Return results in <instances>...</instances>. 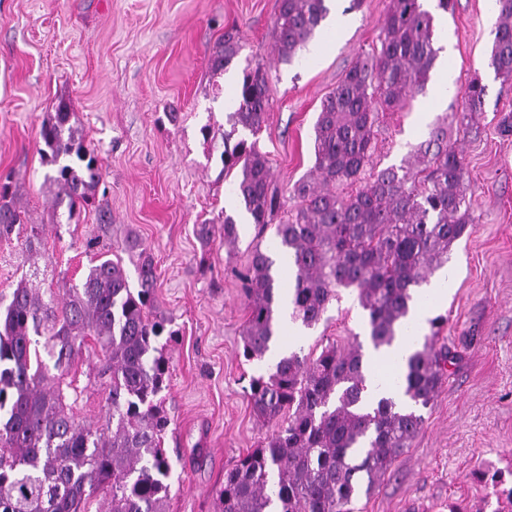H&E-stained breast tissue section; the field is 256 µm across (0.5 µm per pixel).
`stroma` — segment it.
<instances>
[{
    "label": "stroma",
    "instance_id": "1",
    "mask_svg": "<svg viewBox=\"0 0 512 512\" xmlns=\"http://www.w3.org/2000/svg\"><path fill=\"white\" fill-rule=\"evenodd\" d=\"M342 0L335 27L315 36L319 53L281 62L273 39L276 0H0V174L12 173L31 223L46 227L36 284L80 283L96 240L135 275L127 234L139 237L157 272L159 312L177 329L164 405L171 417L165 447L172 463L166 512H215L224 473L263 444L274 423L257 420L246 392L259 367L245 363L240 332L247 301L236 275L258 231L232 192L221 156L232 131L229 104L244 64L262 65L273 107L258 135L285 208L314 165V123L323 97L359 55L379 47L388 0ZM497 14L491 0H456L447 17L448 94L438 104L421 92L409 109L384 113L372 157L376 168L402 165L439 118L460 111L473 75L485 86L457 146L474 224L448 255L453 278L443 334L460 351L447 369L424 424L357 512H495L500 489L512 487V82L488 66ZM238 26V63L213 74L209 58L225 30ZM70 103L85 141L102 165L112 226L101 232L94 212L71 224L54 213L39 151L42 121L58 100ZM180 115L169 122L168 113ZM233 216L234 250L202 244L197 222ZM20 238L0 239V291L28 274ZM367 335L355 295L342 293L313 328L294 325L283 352L305 356L327 343Z\"/></svg>",
    "mask_w": 512,
    "mask_h": 512
}]
</instances>
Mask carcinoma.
I'll list each match as a JSON object with an SVG mask.
<instances>
[{"label":"carcinoma","mask_w":512,"mask_h":512,"mask_svg":"<svg viewBox=\"0 0 512 512\" xmlns=\"http://www.w3.org/2000/svg\"><path fill=\"white\" fill-rule=\"evenodd\" d=\"M389 0L380 48L359 56L325 95L314 124L312 177L295 184L290 217L283 208L261 131L273 105L262 66L246 65L232 131L249 132L224 150V169L236 172L233 191L253 223L275 225L272 255L257 245L240 280L248 316L243 359L269 361L249 377L247 394L257 418L283 419L258 448L224 472L218 512H352V501L371 494L423 423L417 408L437 397L456 354L438 345L447 317L428 321L405 357L401 387L410 411L386 397L372 401L362 346L332 343L315 358L296 353L271 358L281 336V274L292 272V317L318 324L339 289L356 291L373 348L392 346L409 330L414 288L448 262L452 246L474 223L464 182L462 153L448 140V122L468 123L481 109L485 86L471 77L463 108L442 118L399 167L380 169L356 192L352 185L370 165L380 114L400 112L425 89L438 59L435 12L454 0ZM497 20L489 67L512 80V0H495ZM328 0H277L273 36L279 58L290 63L328 17ZM242 46L237 30L224 32L210 67L226 70ZM40 149L55 186L54 207L68 219L94 206L102 179L94 149L61 100L41 125ZM23 231L29 256L40 254L44 225L26 224L11 175L0 181V238ZM198 237L219 236L235 245V220L204 219ZM138 287L123 264L105 254L80 284L62 294L21 278L0 292V512H165L172 465L164 449L170 419L160 393L168 360L162 335L169 320L156 317L153 259L139 252ZM97 349L95 379L104 393L105 420L77 416L84 388L77 365ZM102 497L95 511L94 497Z\"/></svg>","instance_id":"1"}]
</instances>
